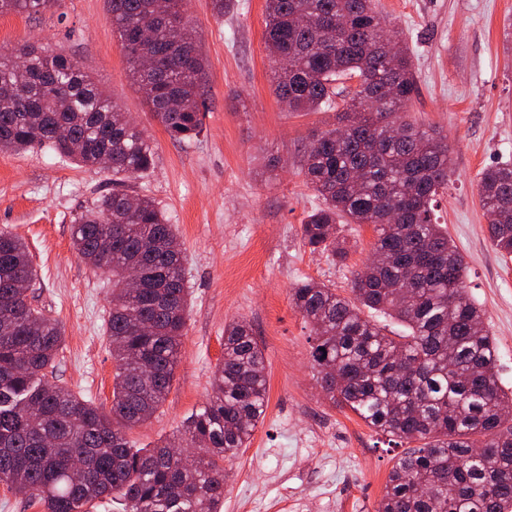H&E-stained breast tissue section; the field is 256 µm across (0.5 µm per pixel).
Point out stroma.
<instances>
[{
  "label": "stroma",
  "mask_w": 512,
  "mask_h": 512,
  "mask_svg": "<svg viewBox=\"0 0 512 512\" xmlns=\"http://www.w3.org/2000/svg\"><path fill=\"white\" fill-rule=\"evenodd\" d=\"M218 18L210 0H187L206 59V117L198 139L178 142L150 111L112 30L105 0H61L31 17L0 14V56L26 44L61 49L150 136L154 168L128 190L155 200L186 254L190 307L181 356L159 410L129 433L146 448L179 439L212 393L224 327L250 325L266 363L265 418L230 462L221 512H376L402 446L325 395L312 367L313 338L289 301L311 279L349 295L371 257L366 224H341L345 263L310 252L301 226L320 200L296 165L332 112H287L273 92L264 42L266 0H238ZM413 50L418 85L409 119L437 127L452 147V185L440 221L467 263L469 296L497 342L498 375L512 391V256L493 246L476 182L512 160V0H377ZM112 189L111 173L49 150L0 153V230L26 243L37 273L33 305L64 330L58 384L110 410L116 362L106 337L112 288L72 246L77 213Z\"/></svg>",
  "instance_id": "obj_1"
}]
</instances>
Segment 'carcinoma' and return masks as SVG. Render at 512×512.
Listing matches in <instances>:
<instances>
[{
    "instance_id": "carcinoma-1",
    "label": "carcinoma",
    "mask_w": 512,
    "mask_h": 512,
    "mask_svg": "<svg viewBox=\"0 0 512 512\" xmlns=\"http://www.w3.org/2000/svg\"><path fill=\"white\" fill-rule=\"evenodd\" d=\"M132 78L165 131H203L205 59L183 0H106ZM59 0H0V14L39 15ZM274 94L290 112L336 111L301 171L321 199L301 225L310 251L342 263L338 224H369L375 242L351 295L300 281L292 306L312 328L320 385L375 432L417 446L397 459L377 512H512V395L497 344L468 295L466 263L437 216L451 147L407 119L418 92L411 51L374 0H266ZM151 70L144 72L140 60ZM35 147L79 167L110 159L112 191L74 218L73 246L112 277L107 341L116 361L111 414L49 379L63 332L21 296L36 271L23 240L0 232V485L43 512H220L224 462L247 447L267 407L264 354L250 326L224 328L212 396L186 419L205 455L188 467L175 445L135 448L127 431L165 401L180 358L189 293L165 213L125 180L154 166L150 138L63 51L25 45L0 58V152ZM495 248L512 254V163L480 173ZM371 309L405 328L392 336ZM484 438L473 452L474 437Z\"/></svg>"
}]
</instances>
